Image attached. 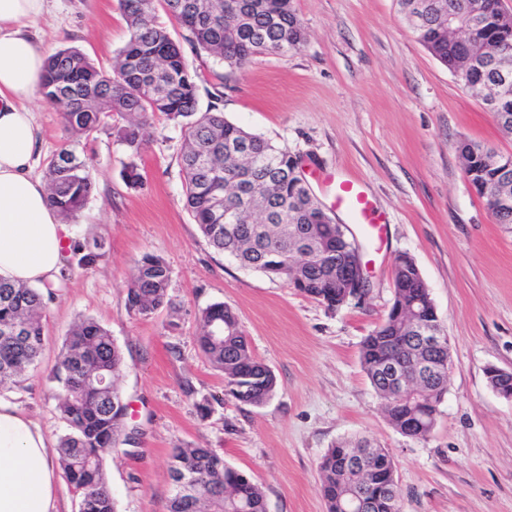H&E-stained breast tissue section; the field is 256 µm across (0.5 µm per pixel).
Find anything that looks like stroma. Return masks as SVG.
<instances>
[{
    "mask_svg": "<svg viewBox=\"0 0 512 512\" xmlns=\"http://www.w3.org/2000/svg\"><path fill=\"white\" fill-rule=\"evenodd\" d=\"M307 42L297 52L255 57L228 69L185 49L202 76L198 109L310 157L306 178L323 207L333 182L363 184L389 221L385 244L359 236L370 280L364 302L338 311L215 252L184 205L179 125L155 115L147 143L131 156L113 117L81 140L95 189L69 221L73 241H102L87 268L65 263L47 301L43 352L20 387L0 392L58 446L66 424L51 373L73 324L110 330L126 369L117 381L127 406L128 443L104 470L116 512H167L169 455L204 446L251 475L267 512H326L318 463L340 440L366 438L396 463L401 512H512V401L486 370L512 371V230L494 223L468 183L458 146L474 140L512 153L481 99L416 39L396 0H294ZM47 52L82 51L110 69L129 30L118 0H48L31 29ZM31 107L41 128L35 172L44 175L64 138L58 109ZM137 164L139 187L124 172ZM170 268V303L148 317L126 304L143 254ZM416 262L450 345L448 392L424 439L398 433L360 361V345L393 301L399 254ZM224 303L237 314L253 354L277 379L263 405L224 394V375L197 344L201 312Z\"/></svg>",
    "mask_w": 512,
    "mask_h": 512,
    "instance_id": "stroma-1",
    "label": "stroma"
}]
</instances>
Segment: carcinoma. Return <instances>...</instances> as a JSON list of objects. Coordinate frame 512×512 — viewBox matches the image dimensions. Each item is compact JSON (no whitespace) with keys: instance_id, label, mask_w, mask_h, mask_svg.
Here are the masks:
<instances>
[{"instance_id":"obj_1","label":"carcinoma","mask_w":512,"mask_h":512,"mask_svg":"<svg viewBox=\"0 0 512 512\" xmlns=\"http://www.w3.org/2000/svg\"><path fill=\"white\" fill-rule=\"evenodd\" d=\"M198 20L171 8L170 0H119L129 38L109 71L96 67L75 48L48 57L41 94L62 115L65 141L47 169L51 204L66 218L75 217L93 193L91 162L78 152L80 137L97 129L117 112L127 124L117 131L130 155L144 145L143 129L156 113L178 122L184 145L180 155L185 204L209 245L242 267L269 277L288 279L299 266L303 277L292 288L331 308L336 300V251L342 242L336 221L322 216L319 203L292 175L293 156L272 140L224 119L222 112H197L198 84L186 65L182 47L155 18L156 6L183 28L185 41L230 69L241 68L258 55L294 52L303 47L305 31L292 0H249L252 7L237 21L225 16L226 0H190ZM419 43L466 88L488 93L499 76L482 75L474 58L498 55L502 69L512 74V20L494 16L465 36L448 33L441 11L461 10L472 0H433ZM498 126L512 134V100L494 110ZM479 143L461 145L463 164L477 186L508 197V206L493 212L495 223L512 224V180L502 181L500 166L476 151ZM393 278V302L387 317L361 343L360 357L375 391L389 401L392 427L404 436L424 439L434 429L439 405L448 392V372L422 379L415 394L391 398L379 364L394 359L400 339L407 345L403 361L424 357L410 325L402 316L418 295L427 294L424 281L408 255L398 257ZM170 272L162 258L146 253L135 263L128 284L129 310L148 317L170 303ZM44 294L0 277V390L18 386L42 349ZM224 327V338L213 339L206 329ZM198 343L211 364L224 374V394L240 403L260 406L274 393L276 378L252 354L248 337L235 312L214 303L201 313ZM25 339L18 341L12 330ZM124 357L110 331L93 318L80 320L69 332L53 369L59 411L67 433L60 439L59 461L79 498L81 512H116L104 473L105 457L124 432L126 405L118 388L102 394L88 383L101 370L117 380ZM366 453L365 466L355 468L356 453ZM188 473L192 492L171 491L168 512H267L263 494L250 475L224 464L210 448H175L172 479ZM320 490L326 512H346L345 493L359 488L369 503L366 512H400L395 462L384 448L365 441L329 448L319 462Z\"/></svg>"}]
</instances>
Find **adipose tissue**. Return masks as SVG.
Listing matches in <instances>:
<instances>
[{"instance_id":"obj_1","label":"adipose tissue","mask_w":512,"mask_h":512,"mask_svg":"<svg viewBox=\"0 0 512 512\" xmlns=\"http://www.w3.org/2000/svg\"><path fill=\"white\" fill-rule=\"evenodd\" d=\"M47 0H0V276L56 283L70 234L34 175L39 127L28 107L46 75L47 52L29 31ZM56 453L16 406L0 401V512H56Z\"/></svg>"}]
</instances>
